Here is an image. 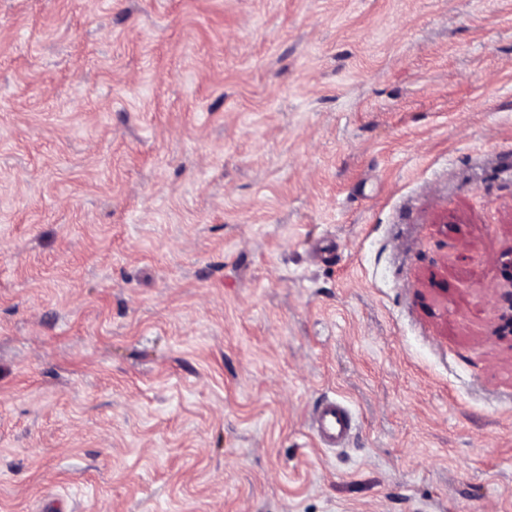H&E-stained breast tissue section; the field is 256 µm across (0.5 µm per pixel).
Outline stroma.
Wrapping results in <instances>:
<instances>
[{
    "mask_svg": "<svg viewBox=\"0 0 512 512\" xmlns=\"http://www.w3.org/2000/svg\"><path fill=\"white\" fill-rule=\"evenodd\" d=\"M509 249L512 0H0V512H512ZM501 264L505 271V278L507 285L504 288V291L501 294V300L503 301V306L501 307L500 314V327L503 333H507L508 335H512V250L506 253L501 260ZM308 428L323 448H342L351 437L355 422L344 402L329 398L311 412Z\"/></svg>",
    "mask_w": 512,
    "mask_h": 512,
    "instance_id": "stroma-1",
    "label": "stroma"
}]
</instances>
